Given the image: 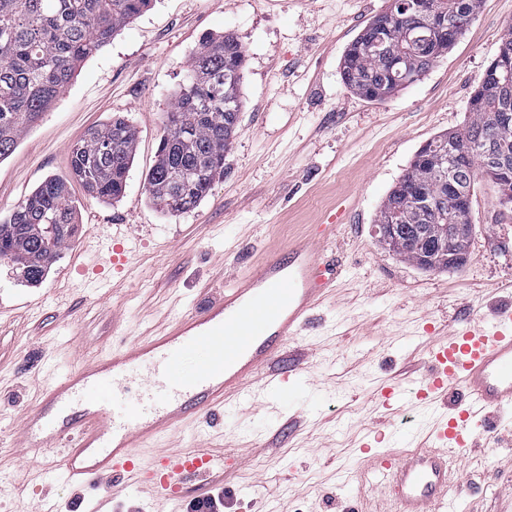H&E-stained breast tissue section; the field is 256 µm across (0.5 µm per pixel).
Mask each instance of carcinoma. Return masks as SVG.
Masks as SVG:
<instances>
[{
    "label": "carcinoma",
    "instance_id": "obj_1",
    "mask_svg": "<svg viewBox=\"0 0 512 512\" xmlns=\"http://www.w3.org/2000/svg\"><path fill=\"white\" fill-rule=\"evenodd\" d=\"M377 15L349 44L341 77L355 94L384 100L424 75L467 30L480 0H404ZM151 0H0V160L16 148L75 77L80 65L112 41ZM491 65L503 82H481L460 134L443 135L416 153L386 197L376 223H399L411 237L433 224H469L471 209L445 199L472 197L475 181L493 165L486 151L467 153L442 169L434 157L464 135L474 142L497 136L495 115L512 114V27ZM245 51L231 34L203 41L184 83L164 113L163 133L147 176L151 203L178 215L195 208L224 173V154L238 132ZM138 146V132L117 117L89 130L70 149L69 175L49 177L0 220V256L37 282L75 234L79 206L69 183L80 182L103 203L122 195Z\"/></svg>",
    "mask_w": 512,
    "mask_h": 512
}]
</instances>
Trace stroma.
I'll list each match as a JSON object with an SVG mask.
<instances>
[{
	"label": "stroma",
	"instance_id": "35a3bbf8",
	"mask_svg": "<svg viewBox=\"0 0 512 512\" xmlns=\"http://www.w3.org/2000/svg\"><path fill=\"white\" fill-rule=\"evenodd\" d=\"M391 0H152L89 58L77 76L0 161V219L50 176L68 174L71 146L91 126L128 117L138 148L120 201L81 202L73 240L36 283L0 263V512H92L57 473L23 447L22 417L50 360L67 366L162 329L203 307L289 242L312 239L337 269L300 347L305 376L241 405L211 429V445L238 455L217 479L234 512H345L373 492L358 472L362 430L380 392L405 363L424 364L426 324L512 301V212L495 185H474L475 227L466 264L427 272L381 245L378 211L427 141L456 132L500 41L512 0H482L465 35L418 81L384 101L351 92L344 50ZM233 33L246 51L238 134L224 175L191 211L154 208L146 176L161 120L190 60L208 37ZM126 226L122 282L97 269L91 246ZM57 349L49 358V349ZM512 451L464 459L450 512H512Z\"/></svg>",
	"mask_w": 512,
	"mask_h": 512
}]
</instances>
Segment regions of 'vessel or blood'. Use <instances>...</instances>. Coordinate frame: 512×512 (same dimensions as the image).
Instances as JSON below:
<instances>
[{"label": "vessel or blood", "mask_w": 512, "mask_h": 512, "mask_svg": "<svg viewBox=\"0 0 512 512\" xmlns=\"http://www.w3.org/2000/svg\"><path fill=\"white\" fill-rule=\"evenodd\" d=\"M326 271L317 243L293 242L287 258L269 257L158 337L123 342L58 377L44 372L43 397L21 423L27 448L52 458L76 489L106 481L114 490H147L162 503L230 474L236 459L204 445L148 458L142 452L186 424L212 421L230 400L252 401L306 372L309 358L299 349L290 354V372L274 364L319 305ZM198 352L199 365L184 371L181 360ZM386 395L404 411L442 405L448 415L431 432H413L415 450L363 446L364 480L384 512H447L460 462L512 407V306L456 319L447 335L429 339L425 372L398 373ZM116 400L124 401L122 411L110 410Z\"/></svg>", "instance_id": "b4317fda"}]
</instances>
